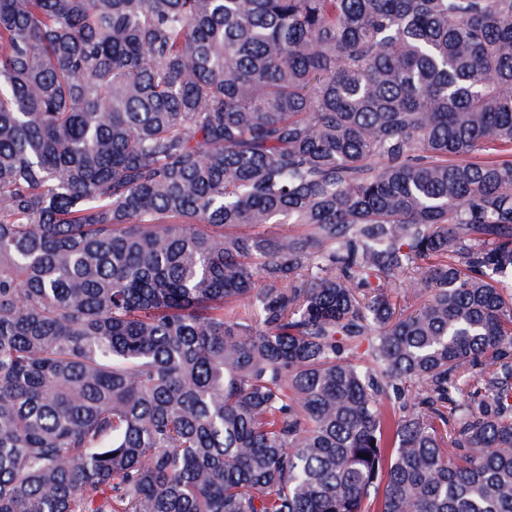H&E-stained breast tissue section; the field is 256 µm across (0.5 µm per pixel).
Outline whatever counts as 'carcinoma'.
<instances>
[{
    "label": "carcinoma",
    "mask_w": 512,
    "mask_h": 512,
    "mask_svg": "<svg viewBox=\"0 0 512 512\" xmlns=\"http://www.w3.org/2000/svg\"><path fill=\"white\" fill-rule=\"evenodd\" d=\"M506 278L512 0H0V512H512Z\"/></svg>",
    "instance_id": "obj_1"
}]
</instances>
